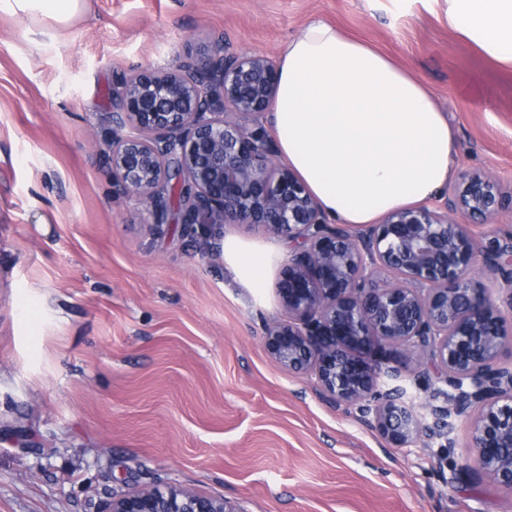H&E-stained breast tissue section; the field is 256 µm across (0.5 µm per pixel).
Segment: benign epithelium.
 Returning <instances> with one entry per match:
<instances>
[{
  "instance_id": "7a95c632",
  "label": "benign epithelium",
  "mask_w": 512,
  "mask_h": 512,
  "mask_svg": "<svg viewBox=\"0 0 512 512\" xmlns=\"http://www.w3.org/2000/svg\"><path fill=\"white\" fill-rule=\"evenodd\" d=\"M211 40L200 62L145 68L112 91L110 166L118 193L154 218L256 224L296 243L279 295L288 319L265 328L271 360L315 376L336 405L356 411L392 447L434 439L451 448L453 421L470 418L476 467L512 489V238L491 224L506 196L487 172H465L442 209L386 214L357 231L331 223L272 143L246 121L264 120L277 94L266 54L224 53ZM509 291L508 309L491 286ZM393 346L432 379L420 404L400 371L354 356ZM100 512H230L224 500L177 487L112 498Z\"/></svg>"
}]
</instances>
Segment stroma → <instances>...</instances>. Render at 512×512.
I'll return each mask as SVG.
<instances>
[{"label": "stroma", "mask_w": 512, "mask_h": 512, "mask_svg": "<svg viewBox=\"0 0 512 512\" xmlns=\"http://www.w3.org/2000/svg\"><path fill=\"white\" fill-rule=\"evenodd\" d=\"M447 0H86L37 36L0 11V512H95L178 485L234 512H512L454 448L391 447L314 378L269 358L275 285L224 262V224H157L112 186V90L141 67L228 53L279 58L319 18L433 91L457 171L512 189V63L448 23Z\"/></svg>", "instance_id": "obj_1"}]
</instances>
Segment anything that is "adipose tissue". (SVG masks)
<instances>
[{"instance_id":"1","label":"adipose tissue","mask_w":512,"mask_h":512,"mask_svg":"<svg viewBox=\"0 0 512 512\" xmlns=\"http://www.w3.org/2000/svg\"><path fill=\"white\" fill-rule=\"evenodd\" d=\"M449 22L493 59L512 62V0H449ZM84 0H0L34 25L69 23ZM279 154L322 212L365 226L437 198L455 173L454 131L431 91L369 43L321 19L285 43L272 112ZM278 246L224 239L246 287H266Z\"/></svg>"}]
</instances>
